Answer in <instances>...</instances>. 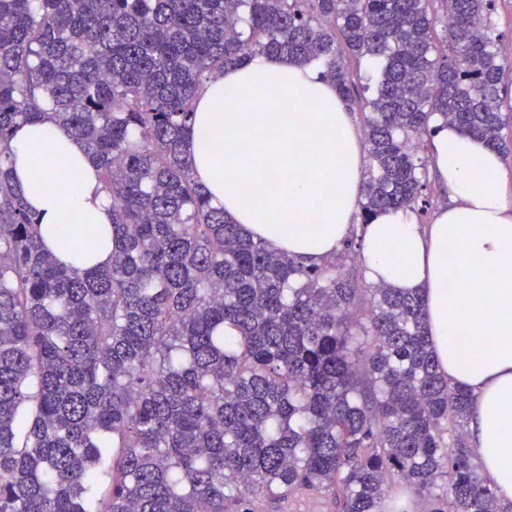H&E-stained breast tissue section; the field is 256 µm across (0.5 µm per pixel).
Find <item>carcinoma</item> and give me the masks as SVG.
Masks as SVG:
<instances>
[{
	"label": "carcinoma",
	"instance_id": "carcinoma-1",
	"mask_svg": "<svg viewBox=\"0 0 512 512\" xmlns=\"http://www.w3.org/2000/svg\"><path fill=\"white\" fill-rule=\"evenodd\" d=\"M0 0V512H253L324 493L380 512H512L439 371L420 294L359 281L357 231L307 265L244 237L183 158L207 82L255 54L379 66L362 223L415 209L434 121L503 151L493 0ZM443 28L446 49L438 46ZM46 116L79 139L117 249L45 247L9 143ZM84 260L100 244L84 225Z\"/></svg>",
	"mask_w": 512,
	"mask_h": 512
}]
</instances>
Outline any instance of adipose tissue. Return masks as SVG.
<instances>
[{"mask_svg": "<svg viewBox=\"0 0 512 512\" xmlns=\"http://www.w3.org/2000/svg\"><path fill=\"white\" fill-rule=\"evenodd\" d=\"M267 93L243 97L252 85ZM14 178L49 246L64 223L99 230L86 266L105 267L116 247L112 208L83 145L51 119L10 143ZM184 154L212 201L243 235L308 264L340 247L356 223L363 181L360 136L316 65L257 54L198 94ZM431 173L448 199L433 223L410 211L379 214L363 229L368 283L422 293L440 372L472 395L466 426L484 479L512 501V172L483 140L439 125ZM276 193H269L270 181ZM484 337L474 348L473 336Z\"/></svg>", "mask_w": 512, "mask_h": 512, "instance_id": "obj_1", "label": "adipose tissue"}]
</instances>
